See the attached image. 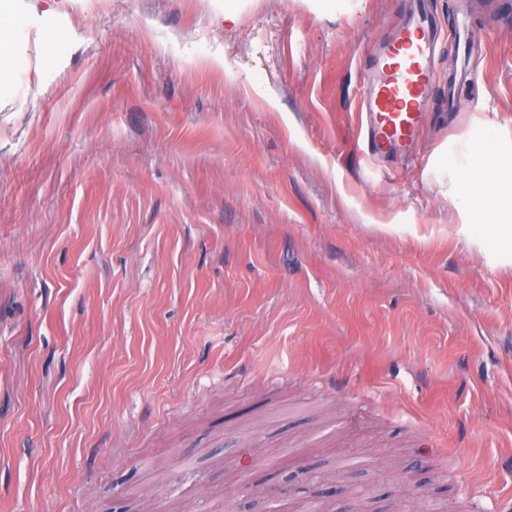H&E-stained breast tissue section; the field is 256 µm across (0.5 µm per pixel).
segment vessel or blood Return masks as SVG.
Here are the masks:
<instances>
[{
    "label": "vessel or blood",
    "instance_id": "1",
    "mask_svg": "<svg viewBox=\"0 0 512 512\" xmlns=\"http://www.w3.org/2000/svg\"><path fill=\"white\" fill-rule=\"evenodd\" d=\"M410 28L400 30L390 44L382 69L364 93L369 114L368 149L380 155L398 148L411 157L419 114L427 101L434 78L432 47L413 41Z\"/></svg>",
    "mask_w": 512,
    "mask_h": 512
}]
</instances>
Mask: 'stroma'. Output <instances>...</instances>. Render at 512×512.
<instances>
[{
  "label": "stroma",
  "instance_id": "1",
  "mask_svg": "<svg viewBox=\"0 0 512 512\" xmlns=\"http://www.w3.org/2000/svg\"><path fill=\"white\" fill-rule=\"evenodd\" d=\"M0 96V512H512V255L445 151L512 0H56ZM424 10L420 160L356 150Z\"/></svg>",
  "mask_w": 512,
  "mask_h": 512
}]
</instances>
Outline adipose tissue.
Here are the masks:
<instances>
[{"mask_svg": "<svg viewBox=\"0 0 512 512\" xmlns=\"http://www.w3.org/2000/svg\"><path fill=\"white\" fill-rule=\"evenodd\" d=\"M54 11L37 9L21 0H0V90L14 89L19 73L27 67L26 49L31 36L64 47L65 37L53 23ZM465 161L449 158L462 176L454 195L468 232L484 245L512 251V134L502 124L481 123L469 137ZM506 178L507 183L496 205L483 209L480 198L485 183Z\"/></svg>", "mask_w": 512, "mask_h": 512, "instance_id": "obj_1", "label": "adipose tissue"}]
</instances>
